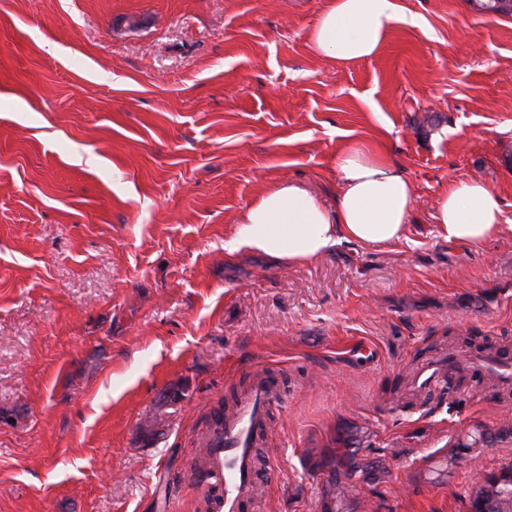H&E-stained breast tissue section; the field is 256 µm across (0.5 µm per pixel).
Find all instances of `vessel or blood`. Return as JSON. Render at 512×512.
<instances>
[{
	"label": "vessel or blood",
	"instance_id": "1",
	"mask_svg": "<svg viewBox=\"0 0 512 512\" xmlns=\"http://www.w3.org/2000/svg\"><path fill=\"white\" fill-rule=\"evenodd\" d=\"M474 366L493 372L501 386H512L511 360L489 356L475 360ZM449 373L446 364H430L418 372L414 384L419 388L434 387L445 382ZM270 405L269 383L262 374H255L250 391L220 419L209 462L197 472L202 485L215 481L222 484L224 512H242L257 485L254 450L266 426Z\"/></svg>",
	"mask_w": 512,
	"mask_h": 512
}]
</instances>
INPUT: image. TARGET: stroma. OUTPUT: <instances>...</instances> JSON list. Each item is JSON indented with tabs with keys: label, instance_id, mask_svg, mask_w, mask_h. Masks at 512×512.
Returning a JSON list of instances; mask_svg holds the SVG:
<instances>
[{
	"label": "stroma",
	"instance_id": "1",
	"mask_svg": "<svg viewBox=\"0 0 512 512\" xmlns=\"http://www.w3.org/2000/svg\"><path fill=\"white\" fill-rule=\"evenodd\" d=\"M397 2L384 49L339 64L310 45L323 0H0V512H220L194 473L259 369L244 512H321L310 448L383 467L368 512H466L512 461V388L405 389L450 350L512 359V16ZM347 142L413 182L406 239L225 252L279 180L333 202ZM470 178L503 228L461 246L436 204Z\"/></svg>",
	"mask_w": 512,
	"mask_h": 512
}]
</instances>
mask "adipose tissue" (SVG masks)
Wrapping results in <instances>:
<instances>
[{"label":"adipose tissue","instance_id":"adipose-tissue-1","mask_svg":"<svg viewBox=\"0 0 512 512\" xmlns=\"http://www.w3.org/2000/svg\"><path fill=\"white\" fill-rule=\"evenodd\" d=\"M397 18L396 0H325L310 43L317 55L339 63L368 59L382 51ZM334 168L341 183L334 206L300 184L280 181L245 208L225 250L244 249L277 264H299L344 242L402 240L415 191L388 153L349 143L337 152ZM501 221L498 197L480 180L449 182L438 198L437 222L448 241H484L498 234Z\"/></svg>","mask_w":512,"mask_h":512}]
</instances>
